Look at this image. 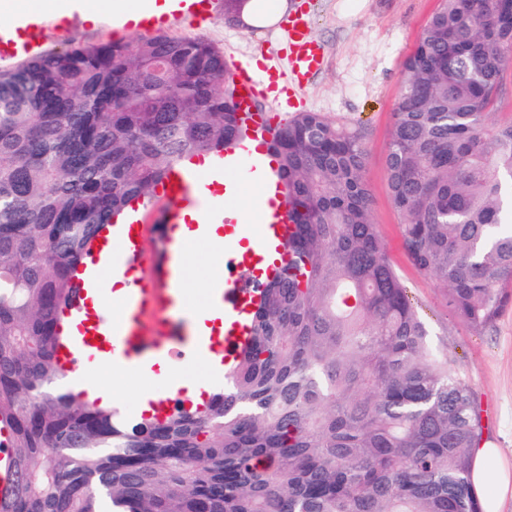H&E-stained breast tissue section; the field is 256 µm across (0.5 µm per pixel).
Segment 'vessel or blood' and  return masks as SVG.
<instances>
[{"instance_id": "vessel-or-blood-1", "label": "vessel or blood", "mask_w": 512, "mask_h": 512, "mask_svg": "<svg viewBox=\"0 0 512 512\" xmlns=\"http://www.w3.org/2000/svg\"><path fill=\"white\" fill-rule=\"evenodd\" d=\"M170 10L161 15L145 16L140 28L155 29L183 17H205L212 9V0H169ZM51 17L32 9L21 13L11 23L0 25V63L25 59L41 54L43 45L36 38L39 30L49 26ZM288 75L283 84L292 91L301 90L319 69L323 51L311 39L306 15L297 13L288 18ZM238 111L245 129L243 137L224 155L216 158L211 173L224 179L223 197L209 194L205 179L192 168L182 166L171 171L165 182L163 197L166 209L160 213L163 224L178 223L186 199H193L198 208L222 215L227 232L238 226L236 218L237 191L241 183L263 178L265 189L257 205L260 228L255 244L244 253L225 249L224 272L209 283L207 307L222 311L225 329L200 333L187 318L166 320L158 332L144 324L147 313H165L187 302L185 281L186 256L182 242L170 239L159 251L146 252L142 245V226L129 224L126 246L122 253L112 252L107 243L96 247L83 268L87 275L77 281V297L68 320L76 329L75 336L63 343L58 351L63 375L71 376L89 366L98 365L101 358L124 362L139 369L150 355L162 354L170 362L180 361L186 351L205 356L215 368L230 365L237 344L251 333L249 314L254 297L240 279L243 270L268 265L271 250L287 237L291 230L288 207L277 179L261 174V162L252 152L255 144L268 141L272 123L256 111L253 102L260 92L277 91L279 84L252 70L249 62L234 63ZM139 270L141 276L122 302L124 315L114 318L110 306H93L92 294L106 293L103 272Z\"/></svg>"}]
</instances>
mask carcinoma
I'll return each mask as SVG.
<instances>
[{"instance_id":"1","label":"carcinoma","mask_w":512,"mask_h":512,"mask_svg":"<svg viewBox=\"0 0 512 512\" xmlns=\"http://www.w3.org/2000/svg\"><path fill=\"white\" fill-rule=\"evenodd\" d=\"M512 2L440 0L404 63L387 184L412 264L473 333L512 307ZM242 132L224 52L163 33L0 70V512H482L468 380L435 347L372 220L360 131L272 130L292 231L255 279L224 391L134 424L57 387L60 313L123 209ZM512 119V63L503 74L502 90L491 112L487 115V121L491 124L503 125ZM4 438L0 448V503L9 495L12 482V457L6 433H4Z\"/></svg>"}]
</instances>
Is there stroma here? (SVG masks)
Returning <instances> with one entry per match:
<instances>
[{
    "mask_svg": "<svg viewBox=\"0 0 512 512\" xmlns=\"http://www.w3.org/2000/svg\"><path fill=\"white\" fill-rule=\"evenodd\" d=\"M308 14L313 36L324 47V64L310 85L299 91L298 109L286 101L262 100L263 111L277 120L296 111L319 112L337 125L362 127L367 150L364 177L372 195V219L388 255L437 347L447 351L454 368L469 380L483 409L484 436L512 464V308L488 336L475 335L448 311L443 288L418 271L408 258L399 232L400 217L387 189L385 157L399 98L404 62L438 6V0H288ZM174 38H203L225 56H245L263 71L288 70L287 32L280 21L250 29L230 19L228 0H217L205 19H183L166 26ZM111 18L90 23L65 16L45 34V51L70 45L121 40ZM186 266L189 301L201 307L205 285L214 277L213 247L192 246Z\"/></svg>",
    "mask_w": 512,
    "mask_h": 512,
    "instance_id": "stroma-1",
    "label": "stroma"
}]
</instances>
